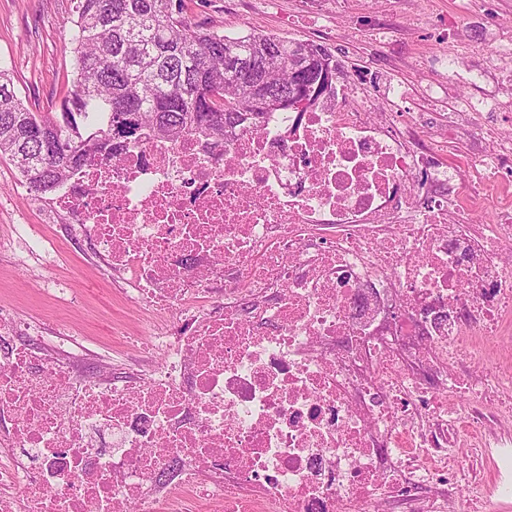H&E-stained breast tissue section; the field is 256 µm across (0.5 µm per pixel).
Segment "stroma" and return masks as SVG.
I'll list each match as a JSON object with an SVG mask.
<instances>
[{
  "mask_svg": "<svg viewBox=\"0 0 512 512\" xmlns=\"http://www.w3.org/2000/svg\"><path fill=\"white\" fill-rule=\"evenodd\" d=\"M192 23L227 35L249 30L311 41L329 47L340 71L339 88L358 94L378 116L414 113L418 140L443 142L441 159L455 164L488 150L490 135L512 136V0H185ZM75 0H0V67L11 73L15 91L35 112H55L71 87L70 35ZM462 61L449 69L448 56ZM402 86L403 102L387 90ZM435 96H427L428 87ZM485 103L482 115L462 109ZM480 171H463L448 183V200L469 203ZM474 224L493 223L512 208V183H489L482 202L469 203ZM25 222L58 253L47 265L12 227ZM0 306L21 320H38L45 336L66 327L86 352L84 367L136 369L138 350L115 332L143 335V313L123 306L130 284L103 275V258L88 242L72 237L63 213L30 192L13 165L0 160Z\"/></svg>",
  "mask_w": 512,
  "mask_h": 512,
  "instance_id": "1",
  "label": "stroma"
}]
</instances>
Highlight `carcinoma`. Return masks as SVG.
<instances>
[{
    "instance_id": "1",
    "label": "carcinoma",
    "mask_w": 512,
    "mask_h": 512,
    "mask_svg": "<svg viewBox=\"0 0 512 512\" xmlns=\"http://www.w3.org/2000/svg\"><path fill=\"white\" fill-rule=\"evenodd\" d=\"M76 0L73 79L58 112H33L0 70V159L28 189L56 195L84 166L147 138L219 144L290 103L328 101L316 84L328 48L249 31L193 25L184 0ZM309 56H299L302 45Z\"/></svg>"
}]
</instances>
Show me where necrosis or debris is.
Returning a JSON list of instances; mask_svg holds the SVG:
<instances>
[{"label":"necrosis or debris","instance_id":"1","mask_svg":"<svg viewBox=\"0 0 512 512\" xmlns=\"http://www.w3.org/2000/svg\"><path fill=\"white\" fill-rule=\"evenodd\" d=\"M338 97L227 136L144 140L71 176L72 234L133 283L160 363L80 348L0 307V512H452L512 496V212L473 224L457 170ZM464 165L512 180V138ZM429 169L422 186L410 174ZM494 359L459 377L461 356ZM498 451L491 480L450 451ZM485 175L480 171L465 170L460 177L448 182V203L468 204V190L472 183L484 180Z\"/></svg>","mask_w":512,"mask_h":512}]
</instances>
